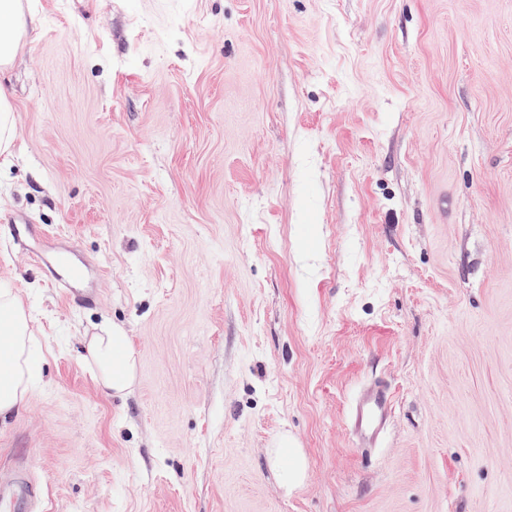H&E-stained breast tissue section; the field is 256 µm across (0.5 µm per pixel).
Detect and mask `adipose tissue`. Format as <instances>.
<instances>
[{
  "instance_id": "ef3b65f1",
  "label": "adipose tissue",
  "mask_w": 512,
  "mask_h": 512,
  "mask_svg": "<svg viewBox=\"0 0 512 512\" xmlns=\"http://www.w3.org/2000/svg\"><path fill=\"white\" fill-rule=\"evenodd\" d=\"M24 31L21 0H0V73L12 65ZM34 338L22 298L1 288L0 422L7 421L24 404L40 381L41 364L33 351ZM84 359L93 367L95 380L104 391L131 393L137 360L121 326L101 324L87 342ZM269 464L279 472L286 491H293L306 477L307 461L288 436H281L271 449Z\"/></svg>"
}]
</instances>
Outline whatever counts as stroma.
I'll use <instances>...</instances> for the list:
<instances>
[{
    "instance_id": "1",
    "label": "stroma",
    "mask_w": 512,
    "mask_h": 512,
    "mask_svg": "<svg viewBox=\"0 0 512 512\" xmlns=\"http://www.w3.org/2000/svg\"><path fill=\"white\" fill-rule=\"evenodd\" d=\"M22 5L0 289L42 380L0 474L33 512H512V0ZM106 320L124 398L83 359ZM84 360L93 367L95 380L110 394L132 392L137 375V360L125 330L105 322L87 342ZM391 417V404L384 388L366 390L356 399L352 421L355 434L362 442H374ZM288 454V463H283V457ZM270 467L279 472L282 487L291 492L298 487L305 479L307 472V461L301 448H297L288 435H282L274 448L269 453Z\"/></svg>"
}]
</instances>
